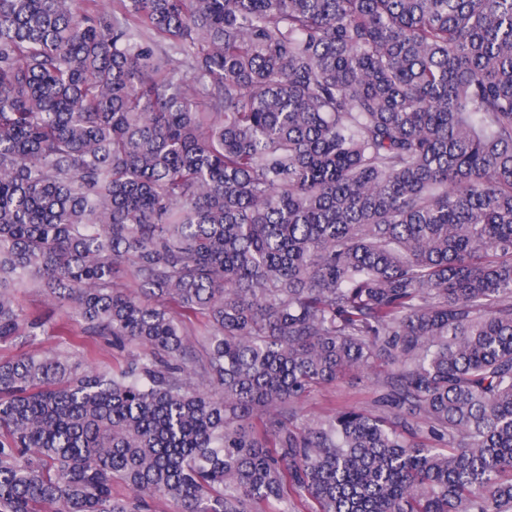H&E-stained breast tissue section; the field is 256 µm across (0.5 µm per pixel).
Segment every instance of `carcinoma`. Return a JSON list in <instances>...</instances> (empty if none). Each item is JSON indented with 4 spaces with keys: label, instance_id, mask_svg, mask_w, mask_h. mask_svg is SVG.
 <instances>
[{
    "label": "carcinoma",
    "instance_id": "1",
    "mask_svg": "<svg viewBox=\"0 0 512 512\" xmlns=\"http://www.w3.org/2000/svg\"><path fill=\"white\" fill-rule=\"evenodd\" d=\"M21 287L127 355L0 360V512H512V0H0ZM386 390L367 375L346 373L336 382L313 390L301 404L305 421H316L342 409L378 410V399Z\"/></svg>",
    "mask_w": 512,
    "mask_h": 512
}]
</instances>
